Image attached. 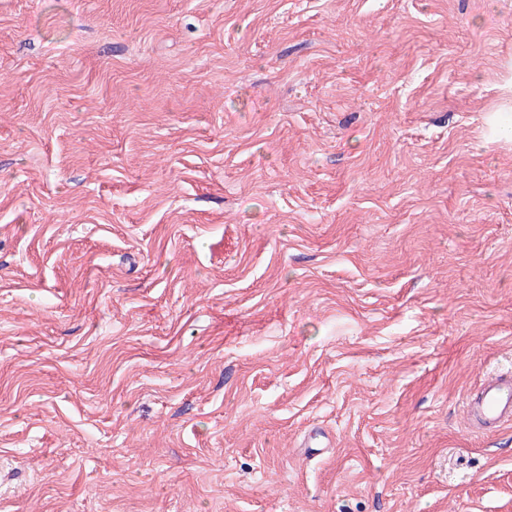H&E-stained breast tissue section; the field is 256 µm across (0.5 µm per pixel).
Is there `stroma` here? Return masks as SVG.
<instances>
[{"label":"stroma","instance_id":"stroma-1","mask_svg":"<svg viewBox=\"0 0 512 512\" xmlns=\"http://www.w3.org/2000/svg\"><path fill=\"white\" fill-rule=\"evenodd\" d=\"M512 0H0V512H512ZM466 411L477 430H497L511 423L512 370L499 371L480 382L467 397Z\"/></svg>","mask_w":512,"mask_h":512}]
</instances>
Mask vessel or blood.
Segmentation results:
<instances>
[{
    "label": "vessel or blood",
    "instance_id": "1",
    "mask_svg": "<svg viewBox=\"0 0 512 512\" xmlns=\"http://www.w3.org/2000/svg\"><path fill=\"white\" fill-rule=\"evenodd\" d=\"M475 429L492 431L512 423V370L500 371L480 382L466 401Z\"/></svg>",
    "mask_w": 512,
    "mask_h": 512
}]
</instances>
